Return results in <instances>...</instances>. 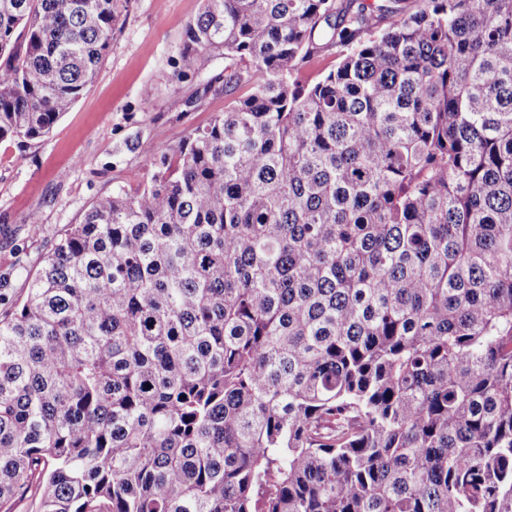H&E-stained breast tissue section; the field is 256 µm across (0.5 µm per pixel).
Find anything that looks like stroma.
I'll return each instance as SVG.
<instances>
[{"label":"stroma","instance_id":"1","mask_svg":"<svg viewBox=\"0 0 512 512\" xmlns=\"http://www.w3.org/2000/svg\"><path fill=\"white\" fill-rule=\"evenodd\" d=\"M201 0H127L93 82L48 135L0 142V276L22 298L55 237L97 197L133 187L160 147L178 145L232 99L223 58L175 67ZM42 226L32 234L31 221Z\"/></svg>","mask_w":512,"mask_h":512}]
</instances>
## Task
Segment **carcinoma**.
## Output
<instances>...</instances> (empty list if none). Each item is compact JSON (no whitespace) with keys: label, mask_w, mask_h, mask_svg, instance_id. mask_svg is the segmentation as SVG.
<instances>
[{"label":"carcinoma","mask_w":512,"mask_h":512,"mask_svg":"<svg viewBox=\"0 0 512 512\" xmlns=\"http://www.w3.org/2000/svg\"><path fill=\"white\" fill-rule=\"evenodd\" d=\"M121 8L0 0V141ZM207 55L246 92L0 311V512H512V0H203ZM338 62L336 49L323 50L302 64L297 78L301 82H313L335 68Z\"/></svg>","instance_id":"1"}]
</instances>
